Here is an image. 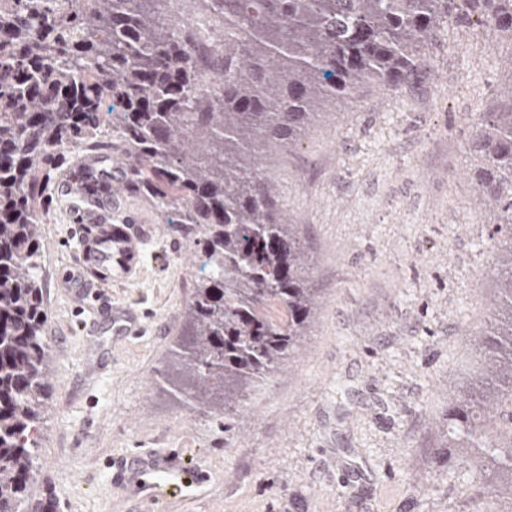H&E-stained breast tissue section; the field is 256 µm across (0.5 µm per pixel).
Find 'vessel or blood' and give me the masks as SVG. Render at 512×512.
I'll use <instances>...</instances> for the list:
<instances>
[{"label": "vessel or blood", "mask_w": 512, "mask_h": 512, "mask_svg": "<svg viewBox=\"0 0 512 512\" xmlns=\"http://www.w3.org/2000/svg\"><path fill=\"white\" fill-rule=\"evenodd\" d=\"M105 163L103 156L88 155L64 185L65 193L81 201L73 213V222L82 246V263L98 284L97 289L83 290L80 299L83 304L98 308L106 302L101 288L111 280L113 271H120L122 279L132 284L140 269L137 241L112 222L120 200L112 195V179L104 172Z\"/></svg>", "instance_id": "b4317fda"}]
</instances>
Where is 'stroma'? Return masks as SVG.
<instances>
[{"label": "stroma", "mask_w": 512, "mask_h": 512, "mask_svg": "<svg viewBox=\"0 0 512 512\" xmlns=\"http://www.w3.org/2000/svg\"><path fill=\"white\" fill-rule=\"evenodd\" d=\"M432 66L400 93L327 101L297 144L265 166L312 256L322 304L292 367L264 381L234 428L192 408L165 373L205 258L156 194L113 169L127 212L154 230L142 275L112 303L142 331L75 305L84 278L63 179L50 174L41 279L50 390L26 512H506L443 449L448 400L495 293L472 127L512 86V44L485 26L441 28ZM200 483L153 499L179 469Z\"/></svg>", "instance_id": "1"}]
</instances>
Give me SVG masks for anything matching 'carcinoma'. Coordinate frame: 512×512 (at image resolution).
<instances>
[{"label": "carcinoma", "instance_id": "cac0c4a2", "mask_svg": "<svg viewBox=\"0 0 512 512\" xmlns=\"http://www.w3.org/2000/svg\"><path fill=\"white\" fill-rule=\"evenodd\" d=\"M169 0H0V512H25L51 354L40 266L51 171L103 136L168 189L210 266L185 308L177 389L224 419L294 360L321 303L311 257L259 168L330 99L402 92L452 20L512 43V0H202L238 30L205 57ZM224 70L205 85L204 68ZM481 198L512 231V91L476 122ZM487 331L446 413L445 447L512 504V237L493 244Z\"/></svg>", "mask_w": 512, "mask_h": 512}]
</instances>
